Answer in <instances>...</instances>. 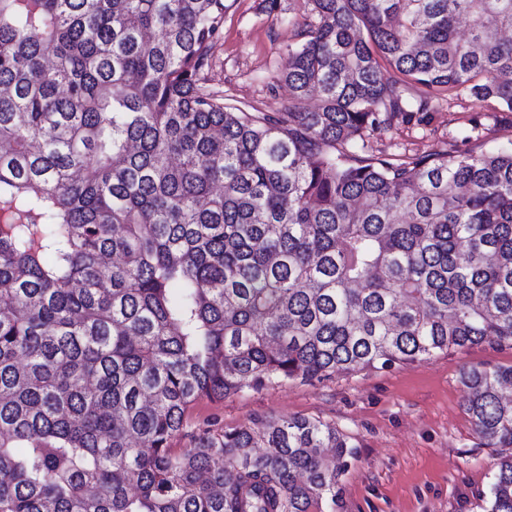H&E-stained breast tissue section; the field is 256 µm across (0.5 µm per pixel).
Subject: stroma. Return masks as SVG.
Segmentation results:
<instances>
[{
    "label": "stroma",
    "mask_w": 512,
    "mask_h": 512,
    "mask_svg": "<svg viewBox=\"0 0 512 512\" xmlns=\"http://www.w3.org/2000/svg\"><path fill=\"white\" fill-rule=\"evenodd\" d=\"M224 31L211 50L209 85L225 103L279 112L288 102L280 75L301 41L298 20L307 0H229ZM395 156L467 149L512 148V112L492 100L475 102L434 93L422 119L393 121L367 139ZM512 365V348L482 344L451 349L430 360L396 364L303 384L289 382L204 398L187 413L175 451L200 430L258 427L304 416L334 424L352 450L342 461L330 512H485L484 496L498 458L484 447L462 406L459 376L469 366Z\"/></svg>",
    "instance_id": "stroma-1"
}]
</instances>
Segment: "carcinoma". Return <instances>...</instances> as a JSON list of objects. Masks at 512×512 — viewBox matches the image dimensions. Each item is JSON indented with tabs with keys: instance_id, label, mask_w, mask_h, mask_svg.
<instances>
[{
	"instance_id": "obj_1",
	"label": "carcinoma",
	"mask_w": 512,
	"mask_h": 512,
	"mask_svg": "<svg viewBox=\"0 0 512 512\" xmlns=\"http://www.w3.org/2000/svg\"><path fill=\"white\" fill-rule=\"evenodd\" d=\"M307 2L246 112L206 85L228 0H0V512H326L335 425L174 454L190 406L512 347V149L366 141L410 85L512 112V0ZM460 384L512 512V365Z\"/></svg>"
}]
</instances>
